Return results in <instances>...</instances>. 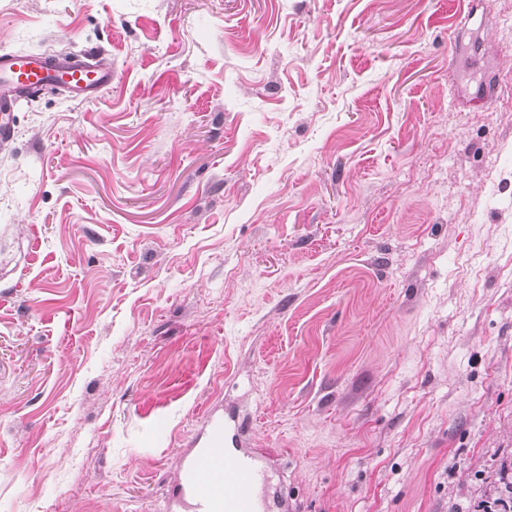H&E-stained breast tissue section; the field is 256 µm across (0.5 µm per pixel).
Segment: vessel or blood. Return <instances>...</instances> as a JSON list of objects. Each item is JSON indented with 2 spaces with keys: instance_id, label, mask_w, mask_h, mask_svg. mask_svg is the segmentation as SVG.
Listing matches in <instances>:
<instances>
[{
  "instance_id": "vessel-or-blood-1",
  "label": "vessel or blood",
  "mask_w": 512,
  "mask_h": 512,
  "mask_svg": "<svg viewBox=\"0 0 512 512\" xmlns=\"http://www.w3.org/2000/svg\"><path fill=\"white\" fill-rule=\"evenodd\" d=\"M111 84L106 63L1 51L0 135L10 134L17 94L58 86L87 100ZM228 432L226 424L213 423L209 447L197 449L183 464L181 486L191 512H270L265 467L253 452L228 447Z\"/></svg>"
}]
</instances>
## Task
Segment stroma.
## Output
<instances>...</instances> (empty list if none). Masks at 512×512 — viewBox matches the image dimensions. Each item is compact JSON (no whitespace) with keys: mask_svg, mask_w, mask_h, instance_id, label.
<instances>
[{"mask_svg":"<svg viewBox=\"0 0 512 512\" xmlns=\"http://www.w3.org/2000/svg\"><path fill=\"white\" fill-rule=\"evenodd\" d=\"M112 67L0 141V512H482L512 465V0H0ZM229 428L211 426L210 447L198 448L183 464L184 497L192 512H270L268 474L251 451L228 448Z\"/></svg>","mask_w":512,"mask_h":512,"instance_id":"stroma-1","label":"stroma"}]
</instances>
